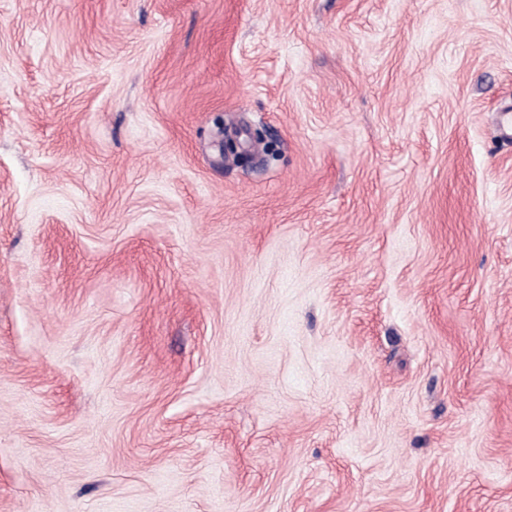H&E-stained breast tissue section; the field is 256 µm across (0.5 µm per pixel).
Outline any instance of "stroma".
Segmentation results:
<instances>
[{
    "mask_svg": "<svg viewBox=\"0 0 512 512\" xmlns=\"http://www.w3.org/2000/svg\"><path fill=\"white\" fill-rule=\"evenodd\" d=\"M0 512H512V0H0Z\"/></svg>",
    "mask_w": 512,
    "mask_h": 512,
    "instance_id": "1",
    "label": "stroma"
}]
</instances>
